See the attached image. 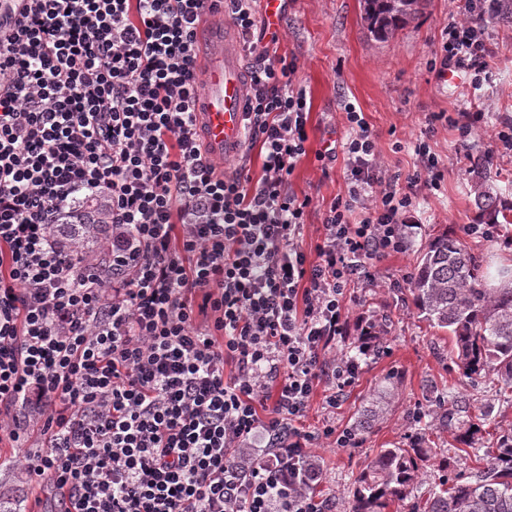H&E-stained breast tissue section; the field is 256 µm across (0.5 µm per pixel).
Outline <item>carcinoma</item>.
Returning a JSON list of instances; mask_svg holds the SVG:
<instances>
[{
	"label": "carcinoma",
	"mask_w": 512,
	"mask_h": 512,
	"mask_svg": "<svg viewBox=\"0 0 512 512\" xmlns=\"http://www.w3.org/2000/svg\"><path fill=\"white\" fill-rule=\"evenodd\" d=\"M367 31L385 40L418 12L421 0H362ZM494 163L486 154L467 155L466 172L474 188L478 223L512 224V202L494 189ZM110 212L103 198L87 193L49 225L52 239L64 240L84 259L104 254ZM405 292L418 317L448 333L450 368L475 384L496 383L499 395L512 396V265L491 268L481 253L456 232L434 236L416 259ZM470 399L436 401L433 413L455 441L474 449L475 466L454 472L451 459L438 488L422 490V466L437 454L431 441L414 435L405 448H383L354 481L348 512H386L395 502H412L410 512H512V427L501 428L493 443L479 434L488 412L473 415Z\"/></svg>",
	"instance_id": "carcinoma-1"
}]
</instances>
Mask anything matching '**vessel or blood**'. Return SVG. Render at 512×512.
Segmentation results:
<instances>
[{"mask_svg": "<svg viewBox=\"0 0 512 512\" xmlns=\"http://www.w3.org/2000/svg\"><path fill=\"white\" fill-rule=\"evenodd\" d=\"M208 48L200 57L202 89L195 102L197 127L211 157L231 159L244 144L247 102L239 36L233 24L202 21Z\"/></svg>", "mask_w": 512, "mask_h": 512, "instance_id": "obj_1", "label": "vessel or blood"}]
</instances>
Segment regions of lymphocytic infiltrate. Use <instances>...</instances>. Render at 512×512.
I'll use <instances>...</instances> for the list:
<instances>
[{"instance_id": "lymphocytic-infiltrate-1", "label": "lymphocytic infiltrate", "mask_w": 512, "mask_h": 512, "mask_svg": "<svg viewBox=\"0 0 512 512\" xmlns=\"http://www.w3.org/2000/svg\"><path fill=\"white\" fill-rule=\"evenodd\" d=\"M502 0H465L442 32L438 76L480 89L494 73L488 21ZM258 0H21L0 22V444L21 447L52 512H330L303 488L316 438L303 430L317 387L328 408L378 356L381 323L350 334L352 283L404 250L420 191L441 187L427 141L400 180L364 113L345 104L346 193L303 244L312 196L290 187L306 156L310 106L297 61L254 39ZM228 16L250 62L246 139L224 167L192 109L199 19ZM461 141L489 133L512 153V118L487 128L458 110ZM110 205L109 268L75 264L46 226L81 192ZM264 442L243 461L239 448Z\"/></svg>"}]
</instances>
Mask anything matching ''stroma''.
I'll use <instances>...</instances> for the list:
<instances>
[{
    "instance_id": "stroma-1",
    "label": "stroma",
    "mask_w": 512,
    "mask_h": 512,
    "mask_svg": "<svg viewBox=\"0 0 512 512\" xmlns=\"http://www.w3.org/2000/svg\"><path fill=\"white\" fill-rule=\"evenodd\" d=\"M453 9L451 0H422L417 15L402 30L377 42L361 20L360 0H284L276 49L279 55L296 57L297 76L311 97L308 155L291 178L293 190L317 200L306 219L305 242L316 239L325 202L346 190L342 162L324 167L315 158L327 141L344 137L345 103L364 112L390 172L403 179L412 175L413 144L419 139L428 141L444 171L440 190L419 193L421 222L405 251L378 263L374 282H359L351 292V320L386 318L383 354L365 364L339 408L327 410L320 392L310 402L307 426L315 430L327 421L343 430L353 427L381 396L390 398L385 418L360 434L357 447L336 448L324 440L314 447L324 466L317 496L329 501L332 512H346L355 477L369 459L381 449L406 444L412 434L429 427L430 395L467 392L478 403H491L487 427L512 425V406L493 402L494 384L487 380L473 386L450 371L447 333L418 319L395 287L433 236L448 227L462 230L475 221L471 183L460 157L467 150L489 149L490 136L482 134L460 147L445 118L460 107L464 86L458 79L436 78L430 70ZM488 48L495 76L476 98L493 127L501 117L512 116L511 18L490 24Z\"/></svg>"
}]
</instances>
